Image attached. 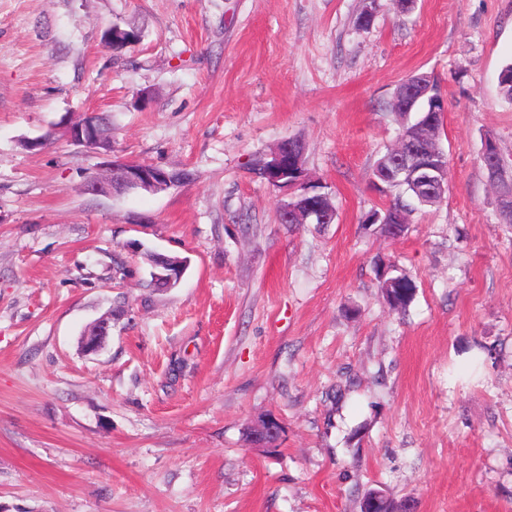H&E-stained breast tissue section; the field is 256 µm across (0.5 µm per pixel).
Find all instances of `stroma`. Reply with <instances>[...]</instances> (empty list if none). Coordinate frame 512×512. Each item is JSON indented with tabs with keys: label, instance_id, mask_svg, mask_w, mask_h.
I'll return each instance as SVG.
<instances>
[{
	"label": "stroma",
	"instance_id": "1",
	"mask_svg": "<svg viewBox=\"0 0 512 512\" xmlns=\"http://www.w3.org/2000/svg\"><path fill=\"white\" fill-rule=\"evenodd\" d=\"M510 63L512 0H0V512H512V224L480 161L490 138L512 165ZM419 73L448 191L391 239L372 170ZM87 112L189 180L85 193L104 159L55 126ZM288 138L335 223L279 222L256 163ZM150 252L187 260L176 287ZM111 322V317L102 318L84 335L87 337L82 347L87 354L96 353L102 348L105 339L109 336Z\"/></svg>",
	"mask_w": 512,
	"mask_h": 512
}]
</instances>
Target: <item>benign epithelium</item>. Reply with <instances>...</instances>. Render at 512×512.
Returning <instances> with one entry per match:
<instances>
[{"instance_id": "7a95c632", "label": "benign epithelium", "mask_w": 512, "mask_h": 512, "mask_svg": "<svg viewBox=\"0 0 512 512\" xmlns=\"http://www.w3.org/2000/svg\"><path fill=\"white\" fill-rule=\"evenodd\" d=\"M426 95L434 99L441 97L432 87L431 76L424 74L404 79L393 93L395 114H409L414 103ZM442 122L443 110L433 108L422 119L423 136L410 138L400 135L391 148L392 159L376 171L378 179L374 183L382 181L388 186L404 184L422 202L436 195L444 196L448 188V159L434 145ZM60 131L63 137L77 145L104 153L112 152L111 140L104 137L93 113L64 120ZM302 156L297 140H283L270 154L271 161L259 168V174L269 185L289 191L288 201L281 207L288 223L330 224L336 218V208L330 202V196L310 195L301 190L307 183ZM170 187L171 176L163 169L142 162L113 160L106 165L104 175L88 180L84 190L93 195H114L131 189L159 193ZM148 261L154 283L162 289L177 286L186 270L185 262L160 253L149 254ZM111 322L110 317L102 318L86 333L82 343L86 353H96L102 348L109 336ZM281 432L280 422L268 417L254 428L253 436L277 438Z\"/></svg>"}]
</instances>
